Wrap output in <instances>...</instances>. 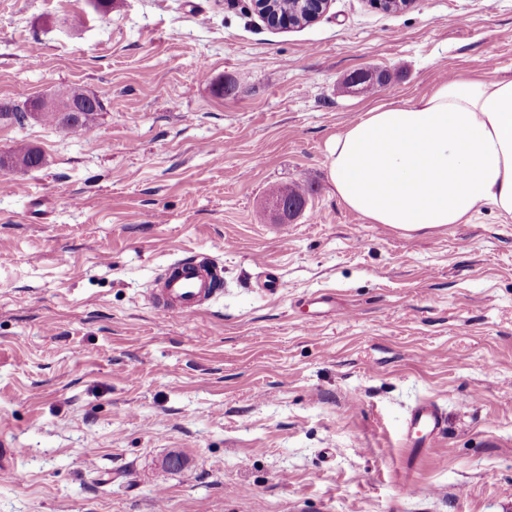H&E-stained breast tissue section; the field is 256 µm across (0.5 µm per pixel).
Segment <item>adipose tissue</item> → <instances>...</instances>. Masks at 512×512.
Wrapping results in <instances>:
<instances>
[{
    "label": "adipose tissue",
    "mask_w": 512,
    "mask_h": 512,
    "mask_svg": "<svg viewBox=\"0 0 512 512\" xmlns=\"http://www.w3.org/2000/svg\"><path fill=\"white\" fill-rule=\"evenodd\" d=\"M328 168L337 197L372 224L442 228L484 205L512 216V77H453L376 105L336 136Z\"/></svg>",
    "instance_id": "1"
}]
</instances>
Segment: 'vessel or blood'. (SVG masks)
Segmentation results:
<instances>
[{"label":"vessel or blood","mask_w":512,"mask_h":512,"mask_svg":"<svg viewBox=\"0 0 512 512\" xmlns=\"http://www.w3.org/2000/svg\"><path fill=\"white\" fill-rule=\"evenodd\" d=\"M215 275L214 267L196 255L180 257L161 276L149 301L165 315L193 317L202 302L215 294ZM442 432V415L433 402H422L411 411L405 425L406 470H413L429 454Z\"/></svg>","instance_id":"1"}]
</instances>
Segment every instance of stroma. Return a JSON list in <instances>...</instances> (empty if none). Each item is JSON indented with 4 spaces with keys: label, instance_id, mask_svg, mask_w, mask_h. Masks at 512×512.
<instances>
[{
    "label": "stroma",
    "instance_id": "1",
    "mask_svg": "<svg viewBox=\"0 0 512 512\" xmlns=\"http://www.w3.org/2000/svg\"><path fill=\"white\" fill-rule=\"evenodd\" d=\"M366 70L392 80L349 90ZM491 73L512 0H330L286 29L252 0H0V104H102L82 136L0 122V156H43L0 170V512H512V216L404 236L328 169L371 107ZM294 184L284 223L268 190ZM185 251L224 286L172 318L149 293ZM424 399L445 431L405 496ZM9 169L28 170L42 164V154L33 148L22 147L9 155Z\"/></svg>",
    "mask_w": 512,
    "mask_h": 512
}]
</instances>
